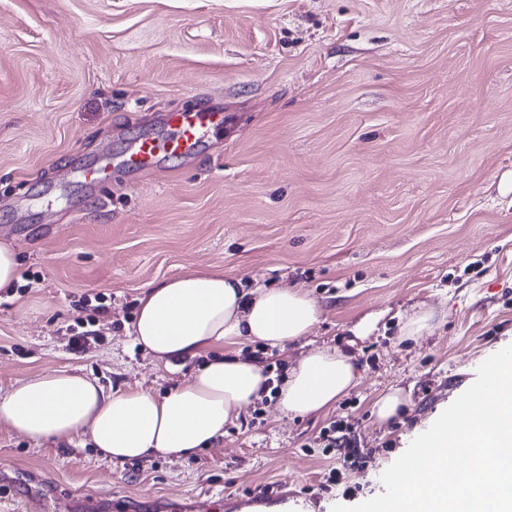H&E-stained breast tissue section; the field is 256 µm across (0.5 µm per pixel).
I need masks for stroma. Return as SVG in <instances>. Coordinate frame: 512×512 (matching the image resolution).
Returning a JSON list of instances; mask_svg holds the SVG:
<instances>
[{
  "label": "stroma",
  "mask_w": 512,
  "mask_h": 512,
  "mask_svg": "<svg viewBox=\"0 0 512 512\" xmlns=\"http://www.w3.org/2000/svg\"><path fill=\"white\" fill-rule=\"evenodd\" d=\"M224 114L192 159L123 171L162 114ZM113 162L96 188L80 168ZM0 240L21 278L0 291V393L65 368L105 390L156 392L172 366L137 346L146 285L218 267L245 285L296 286L321 316L294 360L351 346L361 381L327 411L241 409L211 446L114 462L83 444L0 427V472L23 512L29 472L54 512L92 495L247 496L287 487L294 512L383 493L382 473L512 345V0H0ZM444 323L402 340L419 307ZM96 340L69 344L76 318ZM406 403L379 421L374 402ZM348 422L368 466L319 435ZM335 486L325 487L328 472ZM405 399L406 397L400 389L386 392L380 396L374 404L378 419L386 421L395 416L400 406L404 404Z\"/></svg>",
  "instance_id": "obj_1"
}]
</instances>
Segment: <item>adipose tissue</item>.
Here are the masks:
<instances>
[{"label": "adipose tissue", "mask_w": 512, "mask_h": 512, "mask_svg": "<svg viewBox=\"0 0 512 512\" xmlns=\"http://www.w3.org/2000/svg\"><path fill=\"white\" fill-rule=\"evenodd\" d=\"M320 315L316 299L298 287L247 288L220 270L183 273L144 288L134 333L165 364L201 359L186 380L160 394L107 392L80 374L44 371L0 396V426L38 443L81 435L101 456L124 462L152 453L180 457L207 447L223 437L225 424L244 406L269 395L285 416L320 414L358 384L351 351L307 352L288 365L274 390L257 358L219 352L227 342L285 350L307 336Z\"/></svg>", "instance_id": "obj_1"}]
</instances>
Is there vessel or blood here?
I'll list each match as a JSON object with an SVG mask.
<instances>
[{"label": "vessel or blood", "mask_w": 512, "mask_h": 512, "mask_svg": "<svg viewBox=\"0 0 512 512\" xmlns=\"http://www.w3.org/2000/svg\"><path fill=\"white\" fill-rule=\"evenodd\" d=\"M223 120L221 113L207 110L173 112L165 119L166 131L158 135H146L136 139L122 160L124 167L134 172L152 169L160 158L194 154L204 134ZM286 492H257L244 503L250 506H284L288 503ZM234 497L215 500L184 499L159 504V512H228L239 506Z\"/></svg>", "instance_id": "obj_1"}]
</instances>
